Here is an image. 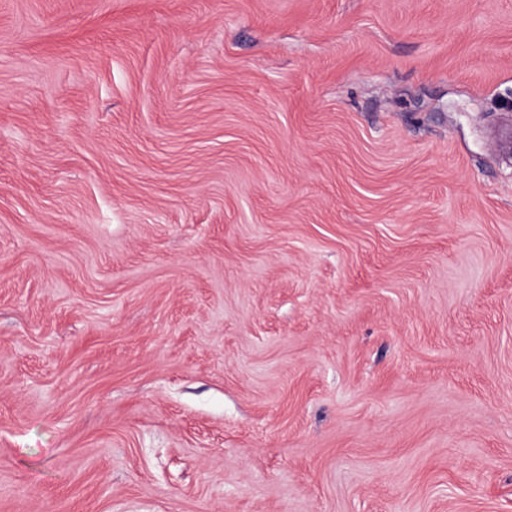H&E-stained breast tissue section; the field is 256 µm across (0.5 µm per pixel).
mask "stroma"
Listing matches in <instances>:
<instances>
[{
	"instance_id": "35a3bbf8",
	"label": "stroma",
	"mask_w": 512,
	"mask_h": 512,
	"mask_svg": "<svg viewBox=\"0 0 512 512\" xmlns=\"http://www.w3.org/2000/svg\"><path fill=\"white\" fill-rule=\"evenodd\" d=\"M512 0H0V512H512Z\"/></svg>"
}]
</instances>
